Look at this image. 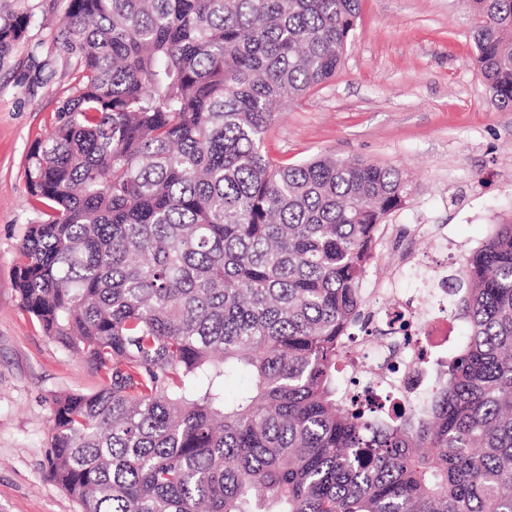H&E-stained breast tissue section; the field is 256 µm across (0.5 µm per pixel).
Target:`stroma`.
<instances>
[{
    "label": "stroma",
    "instance_id": "35a3bbf8",
    "mask_svg": "<svg viewBox=\"0 0 512 512\" xmlns=\"http://www.w3.org/2000/svg\"><path fill=\"white\" fill-rule=\"evenodd\" d=\"M64 0H0L31 22L0 58V512H77L47 475L55 398L97 392L102 379L45 336L16 287L18 246L35 219L25 159L73 85L55 40ZM464 0H361L335 77L281 106L266 148L298 163L319 154L401 168L413 185L386 218L363 286L369 310L393 288L420 291L421 259L461 263L512 222V112L498 110L474 64Z\"/></svg>",
    "mask_w": 512,
    "mask_h": 512
}]
</instances>
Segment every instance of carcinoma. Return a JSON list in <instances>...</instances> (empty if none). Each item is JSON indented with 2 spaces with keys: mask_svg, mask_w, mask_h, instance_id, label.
I'll use <instances>...</instances> for the list:
<instances>
[{
  "mask_svg": "<svg viewBox=\"0 0 512 512\" xmlns=\"http://www.w3.org/2000/svg\"><path fill=\"white\" fill-rule=\"evenodd\" d=\"M71 94L27 156L21 304L104 373L54 402L49 474L79 512H512V224L448 276L465 341L405 408L338 370L396 166L264 148L329 82L361 0H65ZM512 110V0H467ZM28 17H0V57ZM245 372L234 400L225 383Z\"/></svg>",
  "mask_w": 512,
  "mask_h": 512,
  "instance_id": "carcinoma-1",
  "label": "carcinoma"
}]
</instances>
